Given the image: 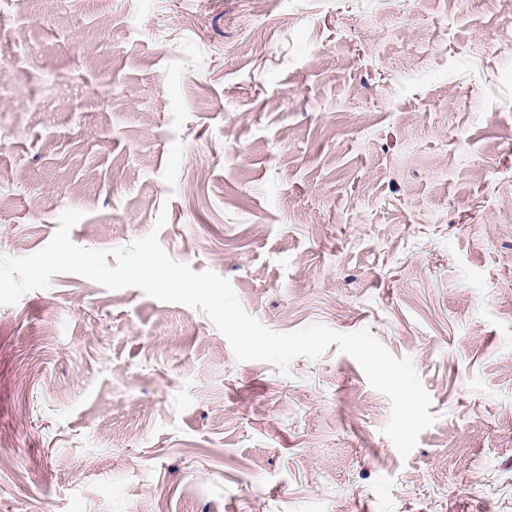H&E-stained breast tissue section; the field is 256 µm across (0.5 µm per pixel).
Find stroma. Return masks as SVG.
Listing matches in <instances>:
<instances>
[{"label": "stroma", "instance_id": "1", "mask_svg": "<svg viewBox=\"0 0 512 512\" xmlns=\"http://www.w3.org/2000/svg\"><path fill=\"white\" fill-rule=\"evenodd\" d=\"M0 63V254L158 231L436 417L401 456L337 345L62 273L0 306V512H512V0H0Z\"/></svg>", "mask_w": 512, "mask_h": 512}]
</instances>
